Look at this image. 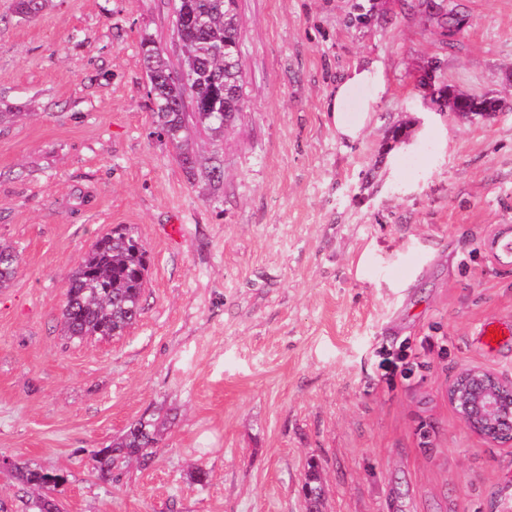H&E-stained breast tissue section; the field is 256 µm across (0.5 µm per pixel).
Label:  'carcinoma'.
Here are the masks:
<instances>
[{
  "label": "carcinoma",
  "instance_id": "cac0c4a2",
  "mask_svg": "<svg viewBox=\"0 0 512 512\" xmlns=\"http://www.w3.org/2000/svg\"><path fill=\"white\" fill-rule=\"evenodd\" d=\"M175 26L184 65L174 69L164 50L151 39L142 43L147 74V96L155 107L161 134L180 148L190 120L216 135L248 111L243 98V64L239 45L236 0H175ZM22 262L13 246L0 243V290L11 286ZM149 265L142 241L125 230H114L96 240L70 271L61 309L64 335L79 342L92 336L124 335L143 312L142 297ZM161 441L152 418L131 422L124 433L94 453L93 471L113 483L126 470L146 467ZM9 471L34 493L33 512H49V492L64 482L62 475L12 461Z\"/></svg>",
  "mask_w": 512,
  "mask_h": 512
}]
</instances>
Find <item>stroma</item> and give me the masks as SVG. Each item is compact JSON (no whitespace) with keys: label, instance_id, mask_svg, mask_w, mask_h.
Listing matches in <instances>:
<instances>
[{"label":"stroma","instance_id":"35a3bbf8","mask_svg":"<svg viewBox=\"0 0 512 512\" xmlns=\"http://www.w3.org/2000/svg\"><path fill=\"white\" fill-rule=\"evenodd\" d=\"M237 12L250 110L189 126V171L141 48L181 65L172 0H0V241L23 258L0 290V458L61 472V512H505L512 452L447 389L512 375V256L490 249L512 226V0ZM365 58L388 92L349 141L327 101ZM452 93L506 109L466 119ZM121 228L149 254L142 315L71 341L66 278ZM151 415L152 465L98 479L94 453Z\"/></svg>","mask_w":512,"mask_h":512}]
</instances>
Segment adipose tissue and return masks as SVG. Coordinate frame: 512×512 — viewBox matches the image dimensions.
I'll return each mask as SVG.
<instances>
[{
    "label": "adipose tissue",
    "mask_w": 512,
    "mask_h": 512,
    "mask_svg": "<svg viewBox=\"0 0 512 512\" xmlns=\"http://www.w3.org/2000/svg\"><path fill=\"white\" fill-rule=\"evenodd\" d=\"M360 89L367 90L369 97L362 106V116L354 117L350 114L349 102L354 92ZM386 91L387 81L380 61L369 58L355 62L337 83L328 102V110L337 132L348 139H356L364 128L365 113L370 112L372 103L379 100Z\"/></svg>",
    "instance_id": "1"
}]
</instances>
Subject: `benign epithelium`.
<instances>
[{
    "label": "benign epithelium",
    "mask_w": 512,
    "mask_h": 512,
    "mask_svg": "<svg viewBox=\"0 0 512 512\" xmlns=\"http://www.w3.org/2000/svg\"><path fill=\"white\" fill-rule=\"evenodd\" d=\"M452 110L467 117L493 115L469 97L448 96ZM448 401L466 428L502 448L512 447V376L484 367L465 368L448 382Z\"/></svg>",
    "instance_id": "1"
}]
</instances>
